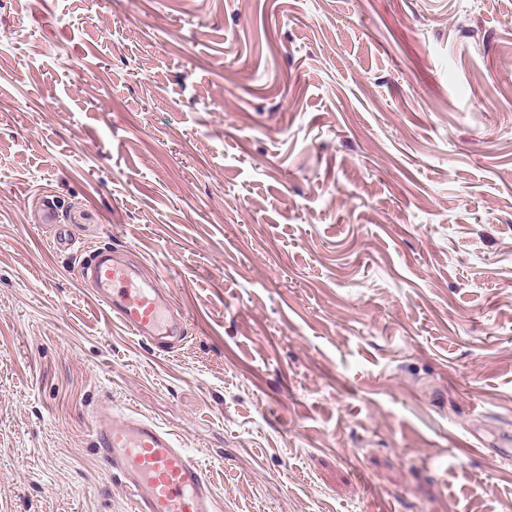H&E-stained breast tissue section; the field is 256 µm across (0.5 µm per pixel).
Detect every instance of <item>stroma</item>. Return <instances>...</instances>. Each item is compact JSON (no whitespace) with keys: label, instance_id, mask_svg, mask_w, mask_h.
I'll return each instance as SVG.
<instances>
[{"label":"stroma","instance_id":"obj_1","mask_svg":"<svg viewBox=\"0 0 512 512\" xmlns=\"http://www.w3.org/2000/svg\"><path fill=\"white\" fill-rule=\"evenodd\" d=\"M113 412L221 512H512V0H0V512H133ZM79 274L82 282L94 288L112 317L134 336L153 342L165 338L168 346L186 338L167 296L112 248L88 250Z\"/></svg>","mask_w":512,"mask_h":512}]
</instances>
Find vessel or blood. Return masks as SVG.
I'll list each match as a JSON object with an SVG mask.
<instances>
[{"mask_svg": "<svg viewBox=\"0 0 512 512\" xmlns=\"http://www.w3.org/2000/svg\"><path fill=\"white\" fill-rule=\"evenodd\" d=\"M79 274L133 335L171 346L184 340L186 331L166 295L121 254L90 249ZM92 437L101 458L130 491L134 512H216L211 483L169 430L131 415L96 422Z\"/></svg>", "mask_w": 512, "mask_h": 512, "instance_id": "b4317fda", "label": "vessel or blood"}]
</instances>
